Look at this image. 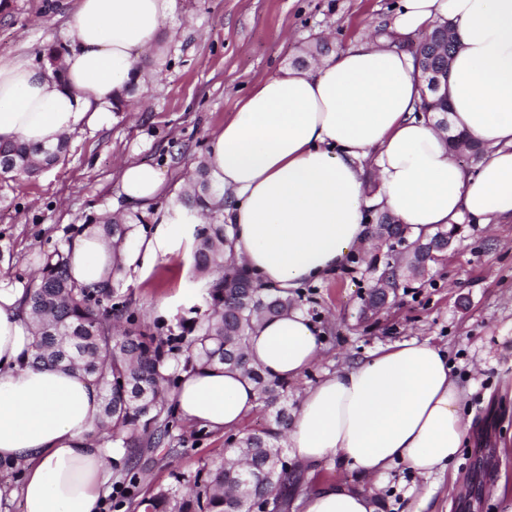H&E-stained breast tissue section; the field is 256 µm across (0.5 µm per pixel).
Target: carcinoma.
<instances>
[{"label": "carcinoma", "instance_id": "cac0c4a2", "mask_svg": "<svg viewBox=\"0 0 512 512\" xmlns=\"http://www.w3.org/2000/svg\"><path fill=\"white\" fill-rule=\"evenodd\" d=\"M66 146L64 139L37 151L20 143H0V172L33 176L56 163ZM36 152L41 154L37 161ZM189 184L180 202L207 207L212 191L204 164H198ZM386 218V213L378 216L373 236L405 245V270L411 278L424 276L459 230L455 226L416 236L407 225L387 224ZM90 223L99 225L104 237L117 245L134 229L117 217H92ZM231 248L233 239L223 223L204 224L196 232L193 266L205 278L209 309L182 324L186 337H164L147 327L115 274L97 288L76 285L63 253L46 262L25 287L23 301L34 329L30 365L78 369L100 387L97 429L123 449L114 461L116 470H133V461L145 448L181 442L182 437L173 433L172 407L166 398L177 383L169 370L173 362L184 371L213 365L242 371L254 383L262 408L272 415L268 427L236 434L237 441L225 448L224 460L195 476L192 492H185L179 480L142 498L136 507H145V512H247L256 496L275 502L279 512L288 510L294 470L283 469L279 462L292 422L290 386L252 365L248 350L254 324L297 308L298 298L279 288H261L253 274L226 257Z\"/></svg>", "mask_w": 512, "mask_h": 512}]
</instances>
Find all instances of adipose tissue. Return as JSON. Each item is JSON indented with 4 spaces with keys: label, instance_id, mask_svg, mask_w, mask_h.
Instances as JSON below:
<instances>
[{
    "label": "adipose tissue",
    "instance_id": "ef3b65f1",
    "mask_svg": "<svg viewBox=\"0 0 512 512\" xmlns=\"http://www.w3.org/2000/svg\"><path fill=\"white\" fill-rule=\"evenodd\" d=\"M177 0H79L60 69L0 57V140L48 147L99 123L113 99L142 84L165 45ZM448 24L457 40L448 77L449 121L483 148L465 168L447 133L417 115L421 84L398 38ZM378 178L370 190L366 169ZM209 202L235 236L233 259L263 286L294 289L332 278L371 242L367 203L428 233L462 222H512V0H401L380 37L365 36L309 70L257 83L210 134ZM133 208L153 206L163 172L121 168ZM151 236L121 252L88 226L66 246L69 274L92 288L115 268L165 256L201 209L156 213ZM22 289L0 281V459L20 478L23 512H103L116 448L94 435L100 389L78 371L28 366L33 335ZM318 330L301 310L265 319L249 354L270 377L293 380L319 359ZM464 391L441 347L415 339L377 349L306 388L285 446L314 470L336 459L383 479L397 462L419 475L445 471L465 444ZM187 426L239 432L259 407L254 384L224 366L181 373L172 395ZM304 512H376L347 481L309 493Z\"/></svg>",
    "mask_w": 512,
    "mask_h": 512
}]
</instances>
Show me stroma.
Returning a JSON list of instances; mask_svg holds the SVG:
<instances>
[{"instance_id":"35a3bbf8","label":"stroma","mask_w":512,"mask_h":512,"mask_svg":"<svg viewBox=\"0 0 512 512\" xmlns=\"http://www.w3.org/2000/svg\"><path fill=\"white\" fill-rule=\"evenodd\" d=\"M77 0H10L0 11V55L40 56L67 43ZM398 0H178L164 23L172 38L136 90L131 107L108 112L101 127L67 139L55 165L27 178L0 173V279L17 286L79 235L89 217L132 214L118 169L137 160L185 185L206 157L211 132L267 77L288 71L304 46L337 53L357 38L387 32ZM193 239L183 240L150 269L123 273L142 321L176 326L203 315V283L192 273ZM372 255L352 258L332 280L299 288L300 308L319 329V361L291 383V401L340 367L390 343L427 340L447 351L475 438L450 471L420 476L393 466L381 481L325 464L302 476L288 512L325 482L347 479L377 498L378 512H506L512 504V223H465L441 264L423 280L401 279L394 300L364 313L373 283ZM178 453L145 450L137 460V495L193 479L224 457V435L182 430Z\"/></svg>"}]
</instances>
